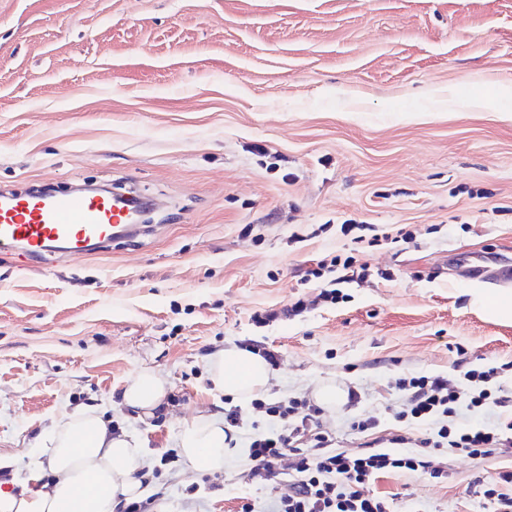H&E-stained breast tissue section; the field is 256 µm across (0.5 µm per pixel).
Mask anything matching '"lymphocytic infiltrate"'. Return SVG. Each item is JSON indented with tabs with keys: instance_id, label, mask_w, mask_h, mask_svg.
Masks as SVG:
<instances>
[{
	"instance_id": "f902f5d3",
	"label": "lymphocytic infiltrate",
	"mask_w": 512,
	"mask_h": 512,
	"mask_svg": "<svg viewBox=\"0 0 512 512\" xmlns=\"http://www.w3.org/2000/svg\"><path fill=\"white\" fill-rule=\"evenodd\" d=\"M500 371V366L490 364L462 371L453 379L443 375L398 379L395 388L405 393L406 406L397 412V421L441 422L433 436L419 439L413 452L405 449L408 437L398 434L389 437L385 448L354 454L339 451L333 438L319 431V408L310 400L252 399V410L276 425L251 439L250 475L263 481L289 477L291 492L280 497L274 512H389L387 497L371 490L378 480L399 471L440 477L433 457L444 450L482 459L496 449L512 447V394L499 384ZM463 399L469 408L480 410L491 404L506 414L493 429L447 425Z\"/></svg>"
}]
</instances>
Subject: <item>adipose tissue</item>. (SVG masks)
I'll return each mask as SVG.
<instances>
[{"label": "adipose tissue", "mask_w": 512, "mask_h": 512, "mask_svg": "<svg viewBox=\"0 0 512 512\" xmlns=\"http://www.w3.org/2000/svg\"><path fill=\"white\" fill-rule=\"evenodd\" d=\"M208 375L215 391L239 399L263 393L271 370L260 355L232 346L209 357ZM166 398L165 381L144 371L124 389L121 402L144 418L163 410ZM232 441L222 413H201L180 429L177 448L186 471L213 474L223 471ZM37 444L47 461H33L20 492L0 491V512H124L143 500L150 477L145 448L97 412L61 419Z\"/></svg>", "instance_id": "adipose-tissue-1"}]
</instances>
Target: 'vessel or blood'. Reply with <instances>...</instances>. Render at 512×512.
<instances>
[{
	"label": "vessel or blood",
	"instance_id": "obj_1",
	"mask_svg": "<svg viewBox=\"0 0 512 512\" xmlns=\"http://www.w3.org/2000/svg\"><path fill=\"white\" fill-rule=\"evenodd\" d=\"M149 199L115 194H16L0 192V253L28 267L43 265L56 253L84 255L116 239L138 237L142 228L130 223L132 207L145 208ZM469 281L505 284L511 268L480 265L454 258Z\"/></svg>",
	"mask_w": 512,
	"mask_h": 512
}]
</instances>
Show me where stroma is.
<instances>
[{
	"instance_id": "1",
	"label": "stroma",
	"mask_w": 512,
	"mask_h": 512,
	"mask_svg": "<svg viewBox=\"0 0 512 512\" xmlns=\"http://www.w3.org/2000/svg\"><path fill=\"white\" fill-rule=\"evenodd\" d=\"M81 185L154 207L138 238L78 259L0 255L1 483L93 408L143 442L154 512H272L289 486L249 476L270 426L251 408L222 472L177 457L180 427L225 402L207 357L232 344L276 351L266 399L358 392L318 416L350 453L437 429L395 420L399 378L491 363L512 388V316L494 312L512 286L451 265L512 266V0H0V188ZM352 251L366 271L306 278ZM298 299L299 316L253 320ZM145 368L167 404L139 419L119 402ZM369 411L379 429L353 430ZM440 464L445 479L376 488L392 512H486L512 448Z\"/></svg>"
}]
</instances>
